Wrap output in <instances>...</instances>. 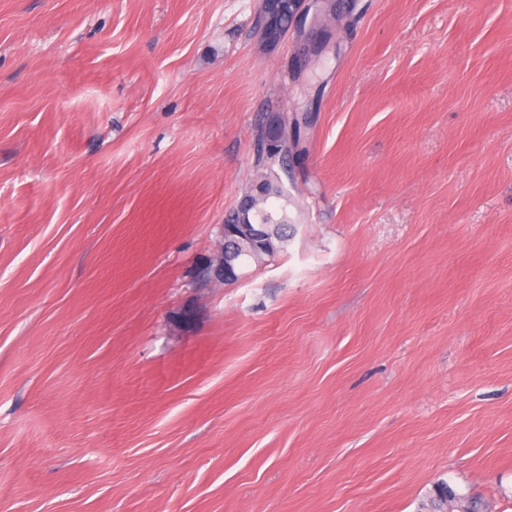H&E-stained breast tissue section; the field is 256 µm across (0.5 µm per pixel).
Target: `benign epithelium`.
<instances>
[{"label":"benign epithelium","instance_id":"benign-epithelium-1","mask_svg":"<svg viewBox=\"0 0 512 512\" xmlns=\"http://www.w3.org/2000/svg\"><path fill=\"white\" fill-rule=\"evenodd\" d=\"M282 13L287 15L290 27H300L309 23L320 29L322 41L312 46V51L315 53L321 51L325 43L333 37L332 29L324 22L322 0H260V36L263 45L267 48L277 46L288 33L286 29L278 30L275 25L276 17ZM220 236L246 237L258 241L265 239V229L262 224H222ZM214 259L213 271L218 273L224 282H233L242 277V274L224 265V244L218 245Z\"/></svg>","mask_w":512,"mask_h":512}]
</instances>
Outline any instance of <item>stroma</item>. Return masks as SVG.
I'll use <instances>...</instances> for the list:
<instances>
[{
	"mask_svg": "<svg viewBox=\"0 0 512 512\" xmlns=\"http://www.w3.org/2000/svg\"><path fill=\"white\" fill-rule=\"evenodd\" d=\"M258 7L0 0V512H512V0ZM259 2L260 36L266 48L277 46L292 26L301 28L302 24L305 25L311 9L313 13L310 24L320 29L323 38L312 46V51L318 53L333 37L332 29L324 22L322 0H260ZM282 13L288 17V26L285 30L279 31L275 21L276 17ZM281 192L278 187L273 184L265 190V195L253 204L252 209H256L254 216L257 218V224H221L220 236L222 242L218 245L217 251L213 258L215 266L213 268L214 275L220 273L219 277L224 279V284L237 281L242 274L234 272L230 267L224 265V237H246L253 241L266 240L265 232L271 242V247L266 248L262 244H254L251 246H243L241 249L227 251V258L231 265L248 266L251 263L259 264L266 258L275 256L288 242V231L291 224H288V214L285 207L277 203L280 199ZM275 198V200H271ZM265 225V229H264Z\"/></svg>",
	"mask_w": 512,
	"mask_h": 512,
	"instance_id": "35a3bbf8",
	"label": "stroma"
}]
</instances>
